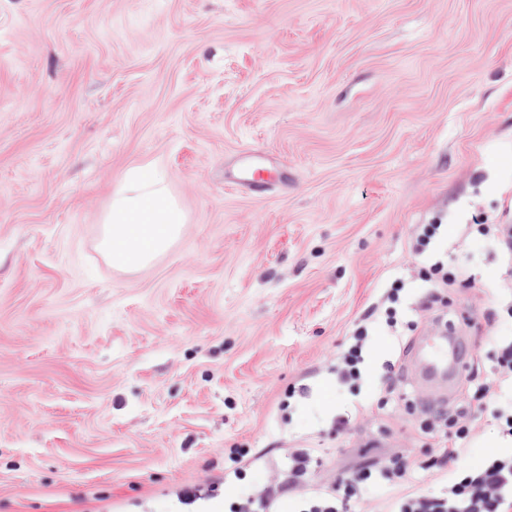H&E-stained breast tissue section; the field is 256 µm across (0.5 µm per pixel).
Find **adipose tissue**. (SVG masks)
<instances>
[{
	"instance_id": "adipose-tissue-1",
	"label": "adipose tissue",
	"mask_w": 512,
	"mask_h": 512,
	"mask_svg": "<svg viewBox=\"0 0 512 512\" xmlns=\"http://www.w3.org/2000/svg\"><path fill=\"white\" fill-rule=\"evenodd\" d=\"M149 175L130 169L104 218L102 246L114 266H148L180 237L185 216L170 195L167 174L150 165Z\"/></svg>"
}]
</instances>
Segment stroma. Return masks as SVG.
<instances>
[{"mask_svg":"<svg viewBox=\"0 0 512 512\" xmlns=\"http://www.w3.org/2000/svg\"><path fill=\"white\" fill-rule=\"evenodd\" d=\"M163 165L186 214L150 265L99 243L126 172ZM272 171L258 189L252 168ZM433 249L468 259L440 311ZM512 0H0V512H229L408 456L416 490L444 415L384 322L361 380L337 369L400 287L412 340L466 317L467 369L512 332ZM399 393L378 409L386 362ZM349 420L337 430V417ZM477 420L466 463L502 446ZM316 464L313 451L301 449L288 456L287 478L283 491L293 493L301 488Z\"/></svg>","mask_w":512,"mask_h":512,"instance_id":"obj_1","label":"stroma"}]
</instances>
